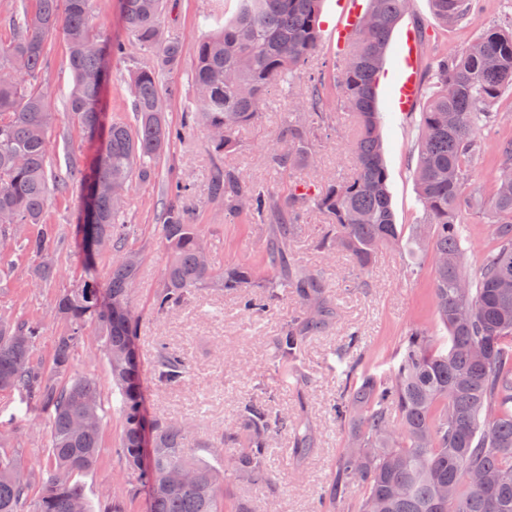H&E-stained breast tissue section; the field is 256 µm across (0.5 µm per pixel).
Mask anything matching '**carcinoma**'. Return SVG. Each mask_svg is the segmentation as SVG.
<instances>
[{"instance_id": "carcinoma-1", "label": "carcinoma", "mask_w": 512, "mask_h": 512, "mask_svg": "<svg viewBox=\"0 0 512 512\" xmlns=\"http://www.w3.org/2000/svg\"><path fill=\"white\" fill-rule=\"evenodd\" d=\"M122 19L152 59L132 75L135 125L108 118L104 94L112 39L93 33L91 0H35L11 16L13 37L0 43V227L11 229L23 250L37 260L34 284L49 287L54 278L50 254L55 240L46 232H25L43 223L51 191L61 175L49 164V136L56 121L43 90L47 40L59 32L68 46L67 65L73 85L68 115L87 135L86 166L80 174L83 205L75 225L80 251L100 235L106 251H119L106 282L99 281L97 262H83V279L56 296L50 310L61 324L48 362L34 349L41 324L0 315V391L18 392L49 409L47 478L30 499L32 477L8 440L0 437V512H92L80 477L99 462L105 416L97 383L73 374L75 350L85 344L87 326L97 328L94 342L108 364L112 388L121 396L118 454L124 465L142 473L149 512H227L224 475L198 456L193 424L149 421L135 344L138 316L131 294L143 259L125 250L124 201L95 192L98 184L130 187L146 180L154 161L181 139L183 128H220L223 138L210 139L213 150L227 153L235 133L257 122L273 87L293 77L318 46L322 0H238L236 16L198 42L195 50V109L173 127L165 113L160 72L176 64L177 42L163 44L158 19L164 0H121ZM442 25L465 19L476 0H431ZM410 0H369L367 12L337 76L344 105L355 113L357 169L341 183L310 197L292 194L283 203L267 189L230 169L214 167L212 197L224 200L233 215L273 226L262 257L267 274L250 263L212 265L202 259L209 243L197 224L188 221L181 199L186 186L170 194L161 225L168 258L163 284L153 309L164 315L204 288L238 295L243 308L259 312L293 290L303 316L276 340L284 360L303 341L336 318L324 275L288 265V246L298 225L315 208L331 224L315 241L329 253L338 248L360 267L368 266L383 245L399 242L388 190V169L381 142L377 86L391 33L407 13ZM436 90L420 112L421 145L414 169L421 223L432 238L435 266L432 293L447 347L414 328L405 337L400 363L393 373L377 377L364 372L349 385L336 419L351 422L352 447L340 456L335 477L325 491L331 508L344 503L356 485L360 497L351 512H512V292L503 294L498 280L512 277V177H498L488 201L493 215L491 251L479 274L467 271L462 247L472 208L467 194L469 168L480 149L478 135L495 126L489 111L512 94V30L483 33L465 49L430 63ZM324 82L310 84L303 106L307 115L286 121L288 142L266 158L274 170L310 164L314 131L325 122ZM248 199L246 208L239 206ZM156 374L180 384L187 367L180 355L160 346ZM58 378L68 379L59 387ZM288 428L273 420L262 404L247 403L238 426L218 445H208L224 469L259 482L268 480L270 429ZM308 427L297 424L293 443L299 452L312 444ZM175 469L192 473L189 485L166 483ZM129 495L106 497L101 512H127Z\"/></svg>"}]
</instances>
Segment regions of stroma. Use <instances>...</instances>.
Segmentation results:
<instances>
[{
  "label": "stroma",
  "instance_id": "1",
  "mask_svg": "<svg viewBox=\"0 0 512 512\" xmlns=\"http://www.w3.org/2000/svg\"><path fill=\"white\" fill-rule=\"evenodd\" d=\"M345 0H323L319 17L320 39L306 66L291 88L272 91L262 118L239 128L237 146L228 153L214 154L204 128H187L180 141L162 155L151 178L134 181L127 197L125 221L131 232L125 240L129 249L143 252V261L132 293L139 319L136 347L146 391L148 416L166 420L188 418L196 423L195 443L204 445L227 433L239 419L241 406L263 401L292 422L311 426L315 443L306 454L295 455L289 432H273L267 459L270 480L256 485L235 472L224 479L225 497L241 504L246 512H268L275 502L279 512H312L331 482L338 460L351 442L349 426L339 424L334 407L344 396L350 377L371 372L382 376L397 367L401 343L413 326L428 335L444 333L438 322L431 288L434 254L428 238H417L421 218L413 176L421 130L418 115L399 112L394 88L399 79V61L410 30H418L420 42V99H427L435 86L428 73L434 56L454 53L483 32L512 28V0H478L462 23L443 27L434 18L430 0H411L409 9L393 30L379 76L377 106L382 122L384 157L389 174L388 189L395 222L401 232L399 244L380 247L368 268L357 267L341 250L324 254L314 247L328 217L310 210L290 243V260L298 267L323 270L336 303L338 317L322 333L308 337L293 363L279 362L275 339L299 315L296 296H286L260 314L245 313L236 296L203 289L190 297L173 314L159 315L152 308L167 261L159 228L171 186L183 183L187 191L183 206L190 223L200 225L212 243L214 265L259 259L268 247L271 228L228 214L223 203L212 200L210 173L220 166L239 172L255 184L269 188L280 200L292 192L320 193L334 181L350 177L356 167L352 148L353 117L336 90L334 75L344 60L332 31L340 22ZM212 0H166L159 22L162 40L180 43L182 55L176 68L164 71L162 83L166 117L180 125L195 97L192 79L195 49L200 40L220 26L208 18ZM93 25L104 37L123 46L113 55L105 101L112 121L133 124L131 71L144 54L127 32L120 0H94ZM323 76L327 96V119L316 133L315 163L280 172L269 168L266 156L285 143L284 119L291 101L304 92L311 77ZM51 111L58 120L50 138L49 160L57 167L88 152L85 133L65 113L72 86L66 46L57 36L47 42L46 66L42 76ZM500 115L494 132L483 135L481 149L469 172V189L478 200L491 196L498 168V146L512 140V97L496 103ZM78 186L54 190L45 214L55 246L51 261L56 278L47 288H33L30 260L10 236L0 237V313L6 312L32 322H42L36 355L48 359L59 325L43 323L45 312L64 289L75 286L83 267L74 243L73 228L79 219ZM468 236L464 244L470 273H478L489 242L487 210L464 214ZM357 345H349L350 333ZM181 354L189 366L184 383L169 386L159 382L155 356L159 345ZM74 373L96 381L106 424L100 461L84 476L85 493L99 505L117 490L135 491L131 512H147L148 498L140 491V475L126 468L116 453L120 436V396L113 393L106 359L92 347L76 350ZM48 414L43 405L16 393L0 392V435L9 436L19 458L32 474L33 485H41L46 458Z\"/></svg>",
  "mask_w": 512,
  "mask_h": 512
}]
</instances>
